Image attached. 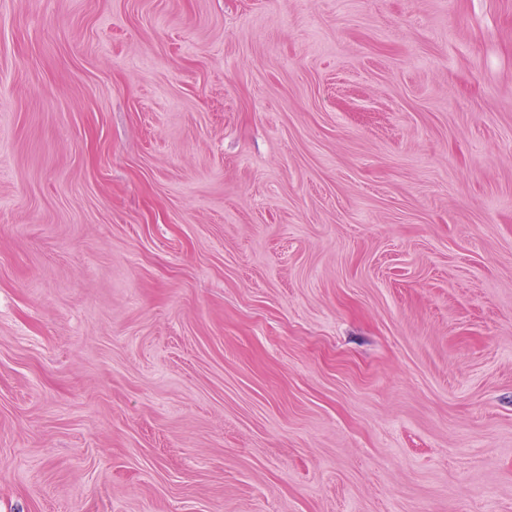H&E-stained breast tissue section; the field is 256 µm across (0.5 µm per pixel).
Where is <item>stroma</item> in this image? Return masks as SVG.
<instances>
[{
	"instance_id": "35a3bbf8",
	"label": "stroma",
	"mask_w": 512,
	"mask_h": 512,
	"mask_svg": "<svg viewBox=\"0 0 512 512\" xmlns=\"http://www.w3.org/2000/svg\"><path fill=\"white\" fill-rule=\"evenodd\" d=\"M0 512H512V0H0Z\"/></svg>"
}]
</instances>
